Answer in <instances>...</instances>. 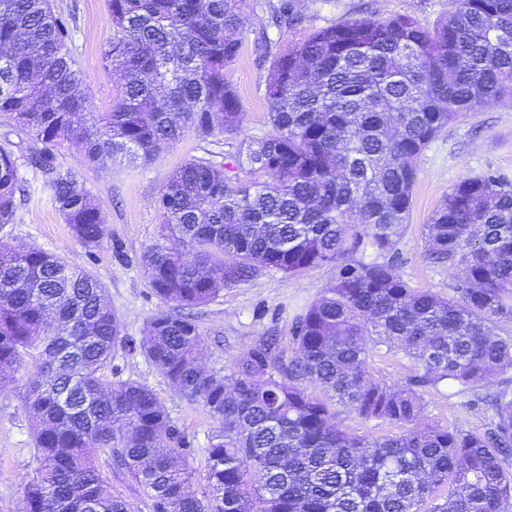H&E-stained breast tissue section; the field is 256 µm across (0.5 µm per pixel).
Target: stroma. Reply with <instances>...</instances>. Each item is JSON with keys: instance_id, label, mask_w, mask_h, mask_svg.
<instances>
[{"instance_id": "obj_1", "label": "stroma", "mask_w": 512, "mask_h": 512, "mask_svg": "<svg viewBox=\"0 0 512 512\" xmlns=\"http://www.w3.org/2000/svg\"><path fill=\"white\" fill-rule=\"evenodd\" d=\"M299 7L303 21L287 30L269 24L267 9L243 13L242 47L226 75L238 95L244 121L238 132L225 135L216 145L222 156L233 155L244 139L270 130L265 98L269 67L258 61L259 34H267L275 49L284 50L333 21L406 14L432 26L453 9L451 0H300ZM54 8L72 29L70 49L82 78L80 91L89 98L92 111H111L116 80L102 60L112 35L106 0H54ZM206 146L190 130L150 162L117 157L90 164L75 146L58 145L54 150L58 171L77 174L103 209L106 236L94 248L73 236L52 203L50 174L29 166L27 147H18L15 153L22 159L20 173L27 192L16 200L13 223L0 226V249L34 246L85 269L103 283L126 338L125 346L114 351L105 376L145 383L158 395L186 442L196 491L205 485L206 449L216 424L202 406L173 393L142 355L139 340L148 319L164 306L148 287L142 266L144 252L159 239L155 199L170 174L186 158L202 155ZM487 173L512 184V102L506 100L450 122L419 160L409 220L397 245L399 270L413 287L448 294L452 278L447 267L424 258V226L456 183ZM335 275L331 266L293 277L266 271L194 308L203 337L205 369L231 374L242 353L272 331L278 334L281 349H288L294 318L321 295ZM36 371L30 359L13 380L0 383V512H24L25 489L40 466L24 402V383ZM425 399L428 420L442 426L481 431L495 419L494 406L473 404L471 393L445 385L428 390Z\"/></svg>"}]
</instances>
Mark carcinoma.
Instances as JSON below:
<instances>
[{"instance_id": "obj_1", "label": "carcinoma", "mask_w": 512, "mask_h": 512, "mask_svg": "<svg viewBox=\"0 0 512 512\" xmlns=\"http://www.w3.org/2000/svg\"><path fill=\"white\" fill-rule=\"evenodd\" d=\"M249 6L108 0L103 62L116 93L112 111L93 113L53 0H0V117L33 144L28 163L55 174L53 205L85 246L104 239V213L76 175L56 172L52 148L74 143L90 164L148 162L187 130L215 144L236 132L243 112L226 68ZM271 9L281 30L301 19L296 0ZM265 97L267 135L229 163L192 157L161 187L160 241L144 256L149 287L171 307L147 321L140 351L218 423L201 494L154 391L104 379L124 338L102 282L39 248L0 251V381L28 356L41 362L25 383L41 462L25 512H133L108 490L103 455L153 512H512V336L496 333L512 323V186L466 177L425 225L426 258L455 280L446 297L411 287L390 261L357 257L367 243L395 251L438 133L512 101V0H455L431 28L407 15L330 23L273 54ZM13 147L0 140V225L26 192ZM172 238L184 251L162 244ZM322 266L336 276L295 317L291 357L268 336L230 375L200 366L189 310L266 270ZM381 346L410 360L405 384L370 372ZM445 382L497 387L494 425L423 422L425 393ZM336 405L402 433L350 434Z\"/></svg>"}]
</instances>
